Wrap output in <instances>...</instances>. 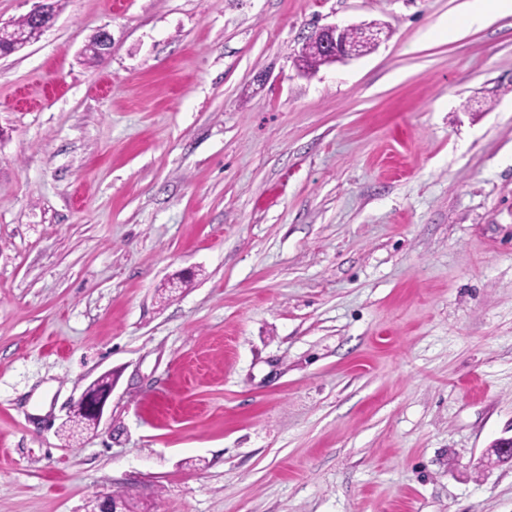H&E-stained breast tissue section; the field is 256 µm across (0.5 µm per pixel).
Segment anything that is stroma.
Wrapping results in <instances>:
<instances>
[{
  "label": "stroma",
  "mask_w": 512,
  "mask_h": 512,
  "mask_svg": "<svg viewBox=\"0 0 512 512\" xmlns=\"http://www.w3.org/2000/svg\"><path fill=\"white\" fill-rule=\"evenodd\" d=\"M463 2L58 0L0 58V512H512V15ZM466 28H482L495 16L512 15L511 0H467L464 3ZM349 27V26H346ZM346 27H339L337 25L328 26L316 31L309 38L311 40L317 41L323 51L325 52L326 58L331 62H344L349 59L357 58L345 56L342 52V43L340 34L342 30ZM101 377L102 375L90 383L79 399L72 404L70 419L75 414H81L93 423V428L99 425L107 402L112 396V380L102 383Z\"/></svg>",
  "instance_id": "35a3bbf8"
}]
</instances>
